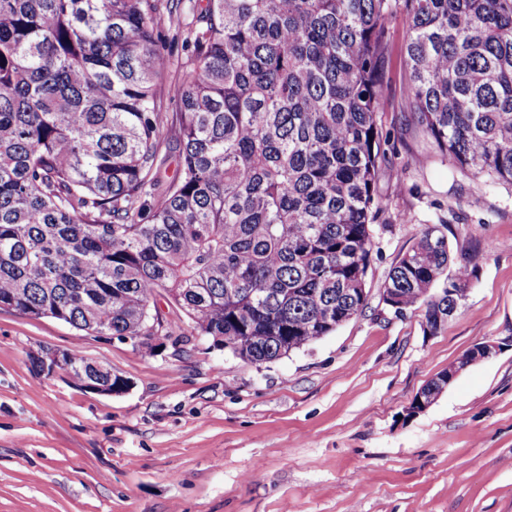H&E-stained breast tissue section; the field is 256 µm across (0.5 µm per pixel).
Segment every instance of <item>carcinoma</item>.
<instances>
[{"mask_svg": "<svg viewBox=\"0 0 512 512\" xmlns=\"http://www.w3.org/2000/svg\"><path fill=\"white\" fill-rule=\"evenodd\" d=\"M162 0H0V303L149 353L192 334L244 362L361 313L391 24L413 122L512 186V0H207L169 125ZM176 142V174L161 145ZM473 277L430 227L390 269L401 310L451 314ZM81 386L93 361L64 352Z\"/></svg>", "mask_w": 512, "mask_h": 512, "instance_id": "cac0c4a2", "label": "carcinoma"}]
</instances>
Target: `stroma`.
<instances>
[{
    "instance_id": "1",
    "label": "stroma",
    "mask_w": 512,
    "mask_h": 512,
    "mask_svg": "<svg viewBox=\"0 0 512 512\" xmlns=\"http://www.w3.org/2000/svg\"><path fill=\"white\" fill-rule=\"evenodd\" d=\"M165 110L187 52L161 24ZM367 304L335 332L260 366L192 336L147 354L118 338L0 308V512H512V187L461 173L408 118L405 74L384 76ZM474 269L437 334L380 296L422 229ZM422 413L430 379L485 342ZM76 349L128 378L120 395L37 377L30 358ZM500 351V345L495 342L482 343L470 349L467 355L458 359L453 370L449 373V376L444 379V382H439L438 386L433 387L431 391L427 393V398L420 396L414 404L407 408V415L412 414L411 416H413L426 410L436 397L442 393L463 370L485 358L497 355Z\"/></svg>"
}]
</instances>
